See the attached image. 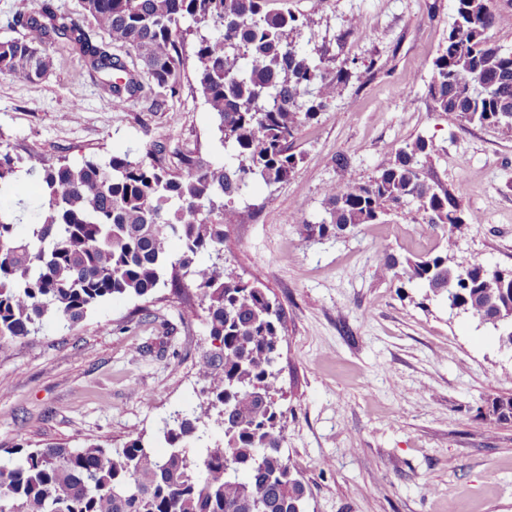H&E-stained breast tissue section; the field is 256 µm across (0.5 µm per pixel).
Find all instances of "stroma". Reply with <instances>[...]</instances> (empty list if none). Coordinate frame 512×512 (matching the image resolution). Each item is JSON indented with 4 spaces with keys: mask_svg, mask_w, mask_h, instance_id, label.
<instances>
[{
    "mask_svg": "<svg viewBox=\"0 0 512 512\" xmlns=\"http://www.w3.org/2000/svg\"><path fill=\"white\" fill-rule=\"evenodd\" d=\"M311 17L299 35L349 84L303 126L287 182L250 185L251 221L226 215V263L261 282L284 312L278 359L288 420L284 452L310 488L306 512H512V423L480 424L484 400L512 395V350L477 320L452 316L419 288L381 278L383 256L438 252L440 229L416 205L340 237L308 236L325 214V189L347 158L358 181L375 176L406 142L433 145L420 175L461 187L477 217L466 256L512 266V135L462 124L427 93L432 61L454 21L450 0H269ZM53 66L29 81L0 75V148L78 164L89 157L166 149L220 159L217 122L183 90L154 109L115 106L101 77L62 42ZM215 343L195 288L107 300L73 325L0 341V450L141 439L203 401L198 363Z\"/></svg>",
    "mask_w": 512,
    "mask_h": 512,
    "instance_id": "35a3bbf8",
    "label": "stroma"
}]
</instances>
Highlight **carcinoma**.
I'll list each match as a JSON object with an SVG mask.
<instances>
[{"mask_svg": "<svg viewBox=\"0 0 512 512\" xmlns=\"http://www.w3.org/2000/svg\"><path fill=\"white\" fill-rule=\"evenodd\" d=\"M451 2L455 21L432 62L428 94L438 111L461 123L512 134V51L491 40L500 14L492 0ZM81 3L112 43L135 53L142 70L128 68L111 43L94 40L51 0H31L11 24L35 37L0 40V74L42 79L53 65L45 45L61 38L103 75L117 106L146 94L160 107L180 90L189 45L196 91L218 118L226 157L217 163L188 151L172 170L157 144L142 156L125 152L80 164L64 157L51 163L36 148L15 156L0 151V187L21 166L41 186L38 200L20 198L0 212V340L36 336L51 321L73 325L113 297L146 299L166 282L178 290L190 280L219 346L198 364L207 401L175 412L161 429L166 453H153L139 439L121 448L7 449L0 456V512H306L309 486L283 451L288 409L279 402L276 369L283 310L263 284L216 261L201 267L197 258L224 253L226 213L240 223L252 218L250 206L236 207L250 183L289 179L298 163L289 142L318 118L349 72L341 67L329 75L318 50L296 42L310 19L269 10L267 0ZM212 25L221 28L219 35L206 33ZM430 153L421 137L407 142L363 184L338 158L342 179L325 190V216L305 225L307 235L338 237L416 204L428 223L444 227L443 249L408 258L403 268L387 255L380 275L485 324L507 317L497 333L511 350L512 267L489 268L460 256V241L476 217L463 209L460 189L420 178ZM450 274L464 276L452 296ZM218 404L223 442L190 451ZM479 417L512 421V397L487 400Z\"/></svg>", "mask_w": 512, "mask_h": 512, "instance_id": "1", "label": "carcinoma"}]
</instances>
